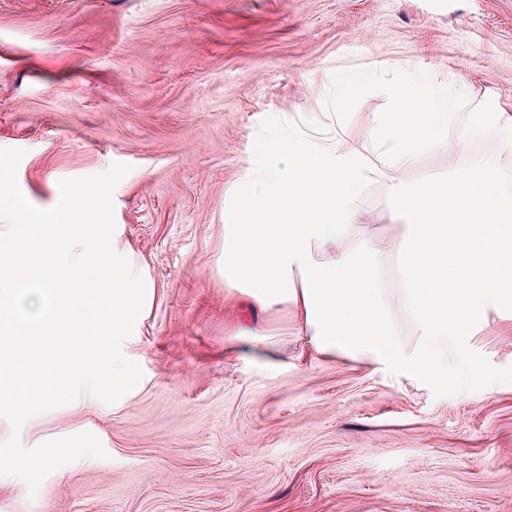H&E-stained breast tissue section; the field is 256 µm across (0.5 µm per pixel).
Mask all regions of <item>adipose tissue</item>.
I'll use <instances>...</instances> for the list:
<instances>
[{"label":"adipose tissue","instance_id":"1","mask_svg":"<svg viewBox=\"0 0 512 512\" xmlns=\"http://www.w3.org/2000/svg\"><path fill=\"white\" fill-rule=\"evenodd\" d=\"M349 85L388 105L360 141L293 127L253 144L224 211V282L288 305L313 357L356 353L444 381L472 327L512 309V122L420 66ZM477 139L495 151L472 156ZM429 151L453 159L451 173L401 182ZM371 181L399 227L392 255L359 206Z\"/></svg>","mask_w":512,"mask_h":512}]
</instances>
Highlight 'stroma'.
Listing matches in <instances>:
<instances>
[{
  "mask_svg": "<svg viewBox=\"0 0 512 512\" xmlns=\"http://www.w3.org/2000/svg\"><path fill=\"white\" fill-rule=\"evenodd\" d=\"M382 61L512 114V0H0V148L37 208L61 180L129 165L119 244L153 284L123 345L143 376L29 419L28 444L82 432L103 459L0 512H512V313L490 309L438 382L317 359L287 306L225 287L226 190L289 126L362 136L386 102L340 80ZM360 206L391 249L386 187ZM276 329L266 347L234 328Z\"/></svg>",
  "mask_w": 512,
  "mask_h": 512,
  "instance_id": "stroma-1",
  "label": "stroma"
}]
</instances>
